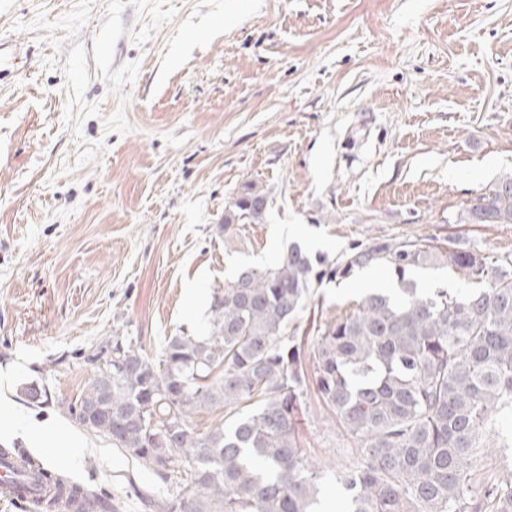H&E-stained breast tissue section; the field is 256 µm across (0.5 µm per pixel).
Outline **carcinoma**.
I'll return each instance as SVG.
<instances>
[{"instance_id": "cac0c4a2", "label": "carcinoma", "mask_w": 512, "mask_h": 512, "mask_svg": "<svg viewBox=\"0 0 512 512\" xmlns=\"http://www.w3.org/2000/svg\"><path fill=\"white\" fill-rule=\"evenodd\" d=\"M263 185L250 181L224 208L221 230L262 223ZM472 224H512V175L489 185L469 210ZM377 260L401 288L375 289L336 307L310 346L289 328L324 278ZM443 264L469 288L421 294L412 267ZM96 370L66 405L76 420L99 400L112 374L107 412L89 431L149 466L161 480L184 464L187 494L141 499L152 512H319L320 468L299 448L297 412L313 370L317 395L356 442L361 463L338 476L346 512H512V479L476 487L472 463L483 448L512 447V262H494L456 241L439 250L415 241L352 254L345 265L316 262L298 245L264 267H246L213 292L206 328L167 337L158 350L112 337L90 357ZM224 408L227 423L204 433L193 414ZM55 496L84 502L78 512H114L111 499L17 466Z\"/></svg>"}]
</instances>
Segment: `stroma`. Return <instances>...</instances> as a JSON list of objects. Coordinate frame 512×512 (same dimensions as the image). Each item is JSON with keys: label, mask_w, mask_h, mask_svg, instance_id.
<instances>
[{"label": "stroma", "mask_w": 512, "mask_h": 512, "mask_svg": "<svg viewBox=\"0 0 512 512\" xmlns=\"http://www.w3.org/2000/svg\"><path fill=\"white\" fill-rule=\"evenodd\" d=\"M512 172V0H0V448L148 512L179 495L61 409L115 336L148 350L205 325L211 295L291 245L341 261L403 240L512 254V224L467 210ZM251 180L262 223L224 209ZM376 263L315 288L311 344ZM46 390L30 402L26 385ZM51 418L71 448L30 439ZM327 473L358 463L315 394L298 414Z\"/></svg>", "instance_id": "35a3bbf8"}]
</instances>
